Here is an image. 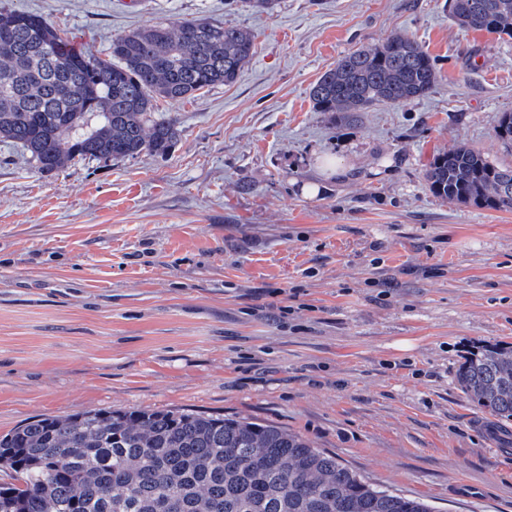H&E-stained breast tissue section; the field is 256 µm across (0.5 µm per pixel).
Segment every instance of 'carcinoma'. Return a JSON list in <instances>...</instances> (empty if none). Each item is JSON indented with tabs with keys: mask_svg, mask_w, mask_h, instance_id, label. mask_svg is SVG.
<instances>
[{
	"mask_svg": "<svg viewBox=\"0 0 512 512\" xmlns=\"http://www.w3.org/2000/svg\"><path fill=\"white\" fill-rule=\"evenodd\" d=\"M448 4L461 28L512 39V0ZM254 54L251 30L195 18L118 35L101 58L43 15L0 8V142L22 148L43 177L79 161L164 154L179 122L156 116L158 101L231 84ZM438 80L419 42L395 34L339 59L310 98L342 124L420 99ZM493 132L512 148L511 112ZM424 180L455 204L512 211V166L474 147L438 154ZM456 380L480 409L512 421V344L474 347ZM0 466L14 474L0 483V512H433L286 429L183 411L44 417L0 436Z\"/></svg>",
	"mask_w": 512,
	"mask_h": 512,
	"instance_id": "1",
	"label": "carcinoma"
}]
</instances>
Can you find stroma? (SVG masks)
Returning <instances> with one entry per match:
<instances>
[{
    "label": "stroma",
    "mask_w": 512,
    "mask_h": 512,
    "mask_svg": "<svg viewBox=\"0 0 512 512\" xmlns=\"http://www.w3.org/2000/svg\"><path fill=\"white\" fill-rule=\"evenodd\" d=\"M78 48L158 21L253 30L238 79L159 102L163 156L42 177L0 143V435L95 408L246 418L300 434L434 512H512V448L455 374L512 344V212L433 196L425 168L512 112V40L446 0H0ZM402 33L434 58L426 97L337 124L311 87ZM337 172L321 175L326 158Z\"/></svg>",
    "instance_id": "35a3bbf8"
}]
</instances>
